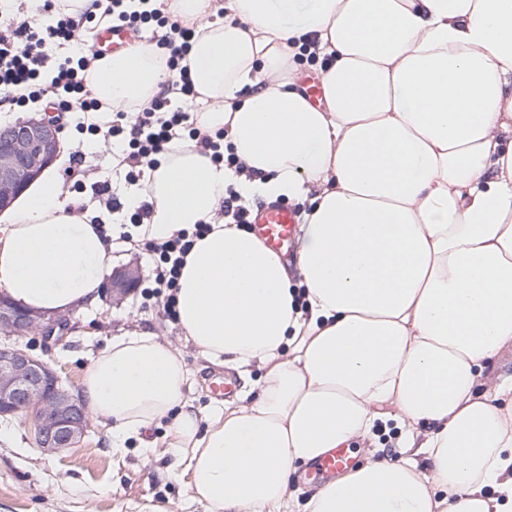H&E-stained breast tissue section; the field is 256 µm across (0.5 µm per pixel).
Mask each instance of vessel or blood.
<instances>
[{
  "label": "vessel or blood",
  "instance_id": "obj_1",
  "mask_svg": "<svg viewBox=\"0 0 512 512\" xmlns=\"http://www.w3.org/2000/svg\"><path fill=\"white\" fill-rule=\"evenodd\" d=\"M134 41V33L127 28H105L95 35L94 50L101 56L109 57L126 50ZM246 222L252 233L270 251L286 259L292 257L299 223L296 209L285 203L269 200L250 210ZM356 463L350 448H335L310 464L308 477L312 481L323 482L340 471L354 467Z\"/></svg>",
  "mask_w": 512,
  "mask_h": 512
}]
</instances>
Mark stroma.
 Here are the masks:
<instances>
[{
  "label": "stroma",
  "mask_w": 512,
  "mask_h": 512,
  "mask_svg": "<svg viewBox=\"0 0 512 512\" xmlns=\"http://www.w3.org/2000/svg\"><path fill=\"white\" fill-rule=\"evenodd\" d=\"M91 201L90 217L103 221L113 233V268L135 266L139 287L122 303L99 302L96 307L71 313V329L58 343L44 344L40 335L19 338L32 353L46 360L72 388H80L92 359L119 335L149 330L163 343L181 349L190 369L199 370L201 383L186 390L187 398L211 407L216 398L209 383L224 375L221 367L206 365L193 346L186 344L176 320L160 303L143 294L149 285L151 260L139 243L138 227L125 221L124 211L110 210L105 200ZM167 421H160L143 438L112 445L110 422L91 420L84 440L59 455L36 447L31 416L0 419V512H207L199 503L169 446Z\"/></svg>",
  "instance_id": "obj_1"
}]
</instances>
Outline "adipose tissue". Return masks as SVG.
I'll return each mask as SVG.
<instances>
[{"label":"adipose tissue","instance_id":"adipose-tissue-1","mask_svg":"<svg viewBox=\"0 0 512 512\" xmlns=\"http://www.w3.org/2000/svg\"><path fill=\"white\" fill-rule=\"evenodd\" d=\"M223 22H212L219 9ZM197 21L188 54L204 109L241 169L186 142L158 156L148 237L207 222L182 266L185 341L260 371L257 394L187 403L183 354L150 331L112 340L83 400L112 442L169 419L209 512H512V0H170ZM316 53L323 107L299 91ZM167 78L155 45L98 61L113 111ZM308 198L295 268L218 220L227 191ZM107 230L73 214L55 168L0 217V293L46 313L96 306ZM393 422L401 459L365 465L305 504L290 477Z\"/></svg>","mask_w":512,"mask_h":512}]
</instances>
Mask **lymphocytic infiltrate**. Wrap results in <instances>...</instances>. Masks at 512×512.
<instances>
[{
	"label": "lymphocytic infiltrate",
	"mask_w": 512,
	"mask_h": 512,
	"mask_svg": "<svg viewBox=\"0 0 512 512\" xmlns=\"http://www.w3.org/2000/svg\"><path fill=\"white\" fill-rule=\"evenodd\" d=\"M40 17L28 8L0 11V103L10 111L28 112L44 106L58 113L98 112L104 105L90 90L89 70L97 54L93 49L60 54L61 46L73 43L79 28L101 19L133 31L163 30L158 46L167 56L168 82L176 96L160 92L135 113H116L107 130L89 124L85 133H106L117 140L129 166L128 183L143 186L145 171L157 155L169 150L173 140L187 139L211 150L214 160L236 165L235 155H226L212 135L197 125L190 106L197 96L190 76L188 51L196 29L173 20L150 0H94L92 9L68 12L59 0H43ZM208 223L162 243L151 244L154 254V295L162 297L168 315H175L178 280L185 256L196 238L210 232Z\"/></svg>",
	"instance_id": "1"
}]
</instances>
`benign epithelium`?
<instances>
[{
  "instance_id": "obj_1",
  "label": "benign epithelium",
  "mask_w": 512,
  "mask_h": 512,
  "mask_svg": "<svg viewBox=\"0 0 512 512\" xmlns=\"http://www.w3.org/2000/svg\"><path fill=\"white\" fill-rule=\"evenodd\" d=\"M61 129L46 117H28L10 125L0 138V211L12 202L57 157ZM139 273L123 269L105 288L111 303L124 300L135 288ZM67 314H45L14 305L0 296V335L5 338L39 334L44 342L62 340L70 331ZM19 413L33 418L34 440L47 454L76 447L89 428L83 399L42 359L14 344L0 346V418Z\"/></svg>"
}]
</instances>
